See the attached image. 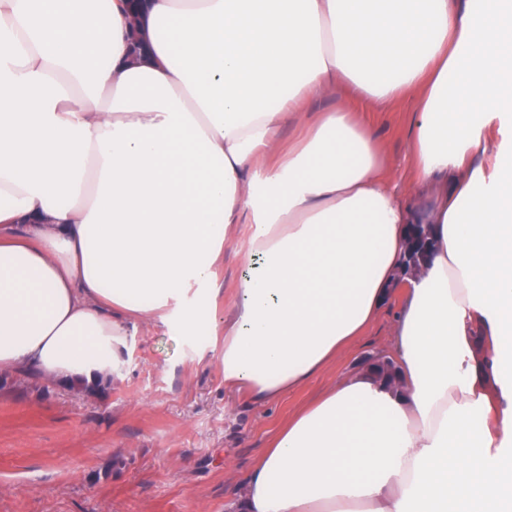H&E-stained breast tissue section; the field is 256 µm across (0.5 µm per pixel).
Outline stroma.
<instances>
[{"mask_svg": "<svg viewBox=\"0 0 512 512\" xmlns=\"http://www.w3.org/2000/svg\"><path fill=\"white\" fill-rule=\"evenodd\" d=\"M411 100L364 110L400 180L411 173ZM248 264L224 249L216 285L232 312ZM399 297L364 336L300 388L269 403L225 388L206 336L177 323L143 325L104 393L90 396L29 372L0 387V512H233L249 470L271 437L338 380L383 354Z\"/></svg>", "mask_w": 512, "mask_h": 512, "instance_id": "1", "label": "stroma"}]
</instances>
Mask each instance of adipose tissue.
I'll return each mask as SVG.
<instances>
[{"instance_id": "obj_1", "label": "adipose tissue", "mask_w": 512, "mask_h": 512, "mask_svg": "<svg viewBox=\"0 0 512 512\" xmlns=\"http://www.w3.org/2000/svg\"><path fill=\"white\" fill-rule=\"evenodd\" d=\"M403 98L405 185L355 110ZM511 123L512 0H0V373L94 385L192 300L225 386L278 400L364 335L428 224L399 384L298 411L236 507L512 512ZM245 253V249L238 245L224 248V266L218 272L215 283L216 288L224 289V302L221 301L218 309V315L222 318L231 314L235 288H238L241 279L247 273Z\"/></svg>"}]
</instances>
